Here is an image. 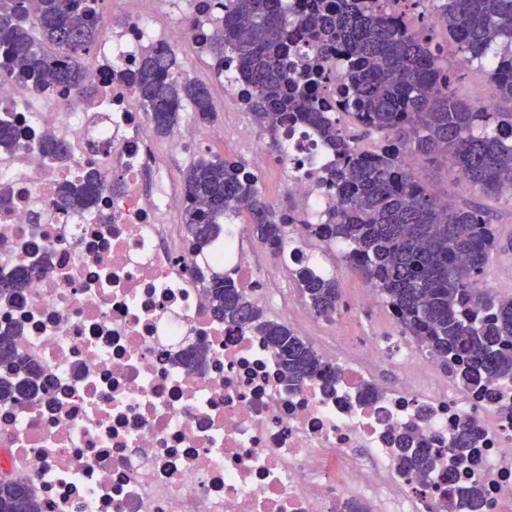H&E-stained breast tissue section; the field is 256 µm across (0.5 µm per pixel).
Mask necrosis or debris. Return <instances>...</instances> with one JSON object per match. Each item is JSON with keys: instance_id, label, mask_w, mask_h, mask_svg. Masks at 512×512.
<instances>
[{"instance_id": "1", "label": "necrosis or debris", "mask_w": 512, "mask_h": 512, "mask_svg": "<svg viewBox=\"0 0 512 512\" xmlns=\"http://www.w3.org/2000/svg\"><path fill=\"white\" fill-rule=\"evenodd\" d=\"M169 4L178 20L166 29L128 18L99 42L85 73L96 93L65 123L51 113L72 89L0 78V115L17 138L0 149V274L30 272L23 295L0 302V331L17 328L50 389L0 403V477L26 485L42 512H434L450 485L482 493L457 512H512V382L470 391L412 337L325 329L288 299L295 260L321 263L301 239L259 257L246 225L197 248L174 224L189 201L163 176L135 91L112 79L147 44L206 57L220 0H195L189 14ZM50 137L65 139V161L40 151ZM333 159L303 126L277 154L258 151L255 167L277 163L291 215L317 221L336 203ZM89 173L96 205L66 206L59 184ZM217 270L303 323L336 369L332 390L287 389L262 336L212 316L204 288ZM192 347L199 363L187 369L177 358ZM467 424V472L404 471L399 434L444 455Z\"/></svg>"}]
</instances>
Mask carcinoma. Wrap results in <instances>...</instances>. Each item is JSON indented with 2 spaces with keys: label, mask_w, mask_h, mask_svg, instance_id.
<instances>
[{
  "label": "carcinoma",
  "mask_w": 512,
  "mask_h": 512,
  "mask_svg": "<svg viewBox=\"0 0 512 512\" xmlns=\"http://www.w3.org/2000/svg\"><path fill=\"white\" fill-rule=\"evenodd\" d=\"M420 0H223V32L210 50L231 52L251 93L255 122L278 143L280 129L307 125L334 151L327 180L336 203L323 223H305L308 234L345 247L344 258L396 315L405 335L424 342L443 366H455L460 384L473 389L482 381L512 380V298L472 284L483 279L497 247L488 209L476 202H443L422 179L423 164L448 165L482 196L512 199V0H434L446 22L447 37L431 34L424 13L411 24L401 4ZM102 0H0V63L19 84L38 86L50 78L83 96L79 59L94 51ZM315 44L313 58L296 64L291 53L300 43ZM346 65L332 116L319 104L321 81H330L331 58ZM470 67L487 68L496 99L509 104L486 109L476 98H459L454 84ZM112 79L135 88L156 133L166 135L189 105L201 123L214 119L203 84L177 76L173 54L151 49L133 70ZM362 137L374 138L368 150L350 137L342 116ZM41 151L65 158L66 145L45 140ZM413 157L416 164L406 162ZM99 190L88 174L61 185L63 201L87 207ZM194 205L183 213L187 235L206 244L219 225L247 215L257 239L274 250L288 244V222L263 197L258 177L238 159H202L184 177ZM296 282L315 316L337 313L341 292L335 277L306 266L294 270ZM28 274L0 281V299L27 288ZM206 293L215 316L253 329L276 352L283 379L291 388L336 371L314 348L240 292L228 275L214 274ZM0 366L16 375L35 372L18 356L13 333H0ZM33 395L0 379V402L20 404ZM402 463L418 473L437 466L427 448L411 453L412 437L399 438ZM475 440L463 429L448 451L450 459H469ZM0 512H41L21 483L0 479Z\"/></svg>",
  "instance_id": "1"
}]
</instances>
